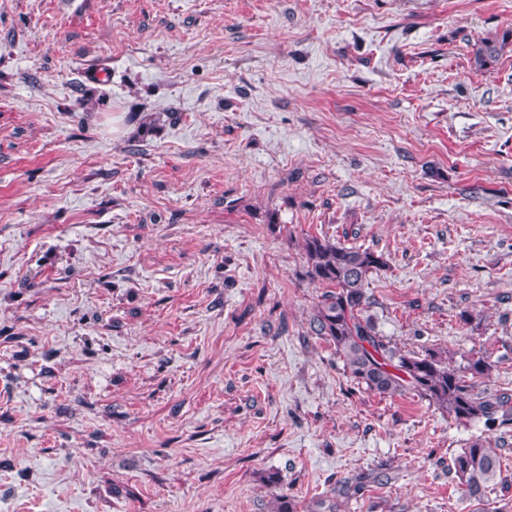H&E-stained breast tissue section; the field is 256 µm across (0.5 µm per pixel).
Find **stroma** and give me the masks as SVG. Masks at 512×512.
Instances as JSON below:
<instances>
[{
	"instance_id": "stroma-1",
	"label": "stroma",
	"mask_w": 512,
	"mask_h": 512,
	"mask_svg": "<svg viewBox=\"0 0 512 512\" xmlns=\"http://www.w3.org/2000/svg\"><path fill=\"white\" fill-rule=\"evenodd\" d=\"M510 30L512 0H0V512H512L448 470L480 437L512 478V422L354 380L302 250L382 253L378 334L512 391V42L474 61Z\"/></svg>"
}]
</instances>
